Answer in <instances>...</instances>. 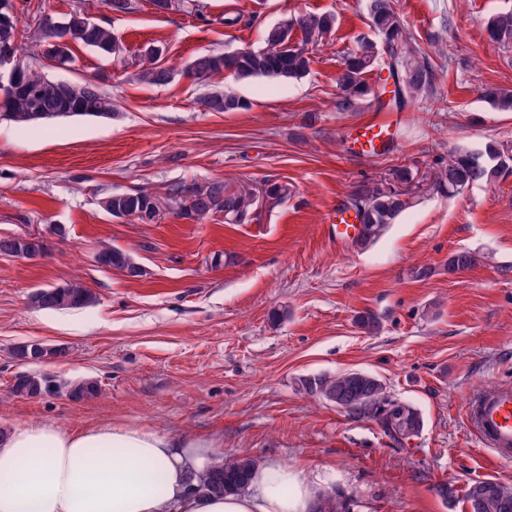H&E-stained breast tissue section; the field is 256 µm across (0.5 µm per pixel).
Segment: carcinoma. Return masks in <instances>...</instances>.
I'll list each match as a JSON object with an SVG mask.
<instances>
[{"label": "carcinoma", "instance_id": "cac0c4a2", "mask_svg": "<svg viewBox=\"0 0 512 512\" xmlns=\"http://www.w3.org/2000/svg\"><path fill=\"white\" fill-rule=\"evenodd\" d=\"M149 2L158 14L185 7L199 19L207 20L201 0ZM366 12L375 39L364 37L344 53L336 76V108L342 112H358L368 105L380 103L376 87L366 79V74L379 64L393 79L395 89L391 104L396 107L401 108L433 92L435 74L432 65L407 31L396 0H366ZM29 21L32 22L27 44L30 61L21 65L13 82L0 85V120L23 124L72 116L108 117L112 112V97L94 81L63 83L42 74L36 63L53 60L69 65L74 62L72 47L75 44L100 56L118 59L123 49L112 30L91 18L79 4L59 18L35 14ZM335 24L336 18L331 14L286 19L266 30L263 47L198 55L188 65V73L197 80L225 72L241 81L259 77L300 79L310 71L309 47L319 45ZM297 29L302 33L298 44L293 40ZM486 31L490 41L511 46L512 12L492 15ZM20 45L14 0H0V54L15 59ZM158 54L159 50L153 47L146 49L144 56L148 67L142 71L141 78L153 85H165L171 79V72L159 63ZM481 96L491 109L512 112V88L486 87ZM205 105L211 112H237L250 107L246 99L231 92H214L207 97ZM438 164L434 186L443 192H456L479 180L495 183L512 176V143L491 140L481 151L455 149L448 152V158H439ZM165 194L178 204L175 216L192 221H202L219 213L229 224H243L250 220L257 206L251 192L233 190L220 180L204 184L174 182L166 187ZM411 204L412 197L394 185L361 184L352 192L349 205L344 207L346 212L354 211V217L362 224L352 245L364 249L374 243L387 225ZM104 211L117 218L127 216L142 224H153L160 211L159 196L145 188L114 193L106 200ZM99 255L104 268L119 272L129 269L136 277L144 274L134 256L120 247L103 245ZM477 263L475 253L455 252L448 258V271L467 270ZM95 301L96 295L78 283L38 288L29 294L30 306L37 309H77ZM63 354L62 349L45 344L14 349L15 357L30 361ZM297 389L304 395L325 400L353 419L376 422L400 446L418 436L423 428L420 412L411 404L392 398L386 384L368 373L350 370L334 376L302 378ZM12 390L20 397H31L41 391H63L70 399L80 402L97 397L101 386L94 378L61 386L52 377L24 373L16 377ZM260 464L261 461L254 457L227 455L199 479L193 492L212 495L244 492ZM466 500L470 512H512V485L494 479L475 481L467 488ZM343 508L337 491L319 494L315 504V512H341Z\"/></svg>", "mask_w": 512, "mask_h": 512}]
</instances>
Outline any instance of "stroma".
<instances>
[{"label":"stroma","mask_w":512,"mask_h":512,"mask_svg":"<svg viewBox=\"0 0 512 512\" xmlns=\"http://www.w3.org/2000/svg\"><path fill=\"white\" fill-rule=\"evenodd\" d=\"M207 20L164 14L138 0L129 14L102 0L84 9L123 47L117 65L76 45L68 69L50 77L102 78L109 118L74 116L19 125L0 121V236L47 233L46 256L0 255V428L32 419L81 427L122 420L174 435L218 437L228 454L256 456L320 473L348 512H470L469 484L512 485V465L494 461L472 431L469 394L512 385V177L461 191L433 190L434 162L449 148L512 142V112L483 101L489 85L512 87V46L491 42L487 19L512 0H397L399 13L435 70V93L401 112L335 108L341 52L368 34L365 0H206ZM306 13L335 15L312 48L301 79L184 74L197 55L258 48L265 28ZM241 16L228 27L224 20ZM162 49L170 82L137 78L147 45ZM215 89L247 99L239 112L208 111ZM312 126H304L307 115ZM392 123L385 155H359L347 133L372 120ZM406 167L421 182L412 208L359 250L336 243L331 222L361 182H387ZM221 180L257 189L272 180L289 196L262 204L255 220L199 222L162 215L141 224L105 213L98 196L177 181ZM109 244L131 252L145 274L131 279L98 265ZM474 252L478 264L449 272L448 257ZM431 268L424 279L419 267ZM76 282L95 293L86 308L38 310V288ZM288 316L272 322L273 309ZM373 312L376 333L355 324ZM64 348L25 363V342ZM345 370L381 378L392 397L422 413L417 437L398 446L372 421L354 420L298 393L305 377ZM59 382L99 380V397H18L16 375ZM454 489L451 499L438 484Z\"/></svg>","instance_id":"obj_1"}]
</instances>
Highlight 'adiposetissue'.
Masks as SVG:
<instances>
[{
    "mask_svg": "<svg viewBox=\"0 0 512 512\" xmlns=\"http://www.w3.org/2000/svg\"><path fill=\"white\" fill-rule=\"evenodd\" d=\"M223 456L221 439L135 423L23 421L0 430V512H310L320 475L276 462L244 492L191 493Z\"/></svg>",
    "mask_w": 512,
    "mask_h": 512,
    "instance_id": "ef3b65f1",
    "label": "adipose tissue"
}]
</instances>
